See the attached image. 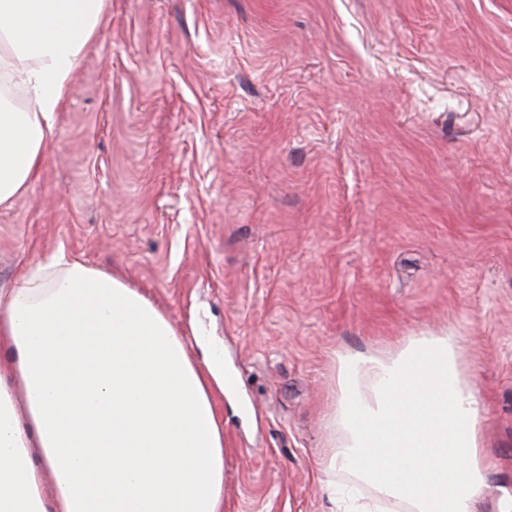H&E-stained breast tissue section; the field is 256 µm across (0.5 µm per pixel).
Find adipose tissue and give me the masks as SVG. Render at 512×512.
Masks as SVG:
<instances>
[{
  "label": "adipose tissue",
  "mask_w": 512,
  "mask_h": 512,
  "mask_svg": "<svg viewBox=\"0 0 512 512\" xmlns=\"http://www.w3.org/2000/svg\"><path fill=\"white\" fill-rule=\"evenodd\" d=\"M108 0H0V206L38 178ZM0 512H222L229 377L140 290L57 252L0 292ZM339 436L318 461L334 512H486L491 459L458 336L336 353ZM345 476L346 485L336 482Z\"/></svg>",
  "instance_id": "1"
}]
</instances>
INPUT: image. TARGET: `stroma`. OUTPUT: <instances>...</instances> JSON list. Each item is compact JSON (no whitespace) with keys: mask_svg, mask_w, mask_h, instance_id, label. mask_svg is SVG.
Instances as JSON below:
<instances>
[{"mask_svg":"<svg viewBox=\"0 0 512 512\" xmlns=\"http://www.w3.org/2000/svg\"><path fill=\"white\" fill-rule=\"evenodd\" d=\"M65 250L217 341L223 512H329L335 352L460 339L512 495V0H108L0 289Z\"/></svg>","mask_w":512,"mask_h":512,"instance_id":"35a3bbf8","label":"stroma"}]
</instances>
